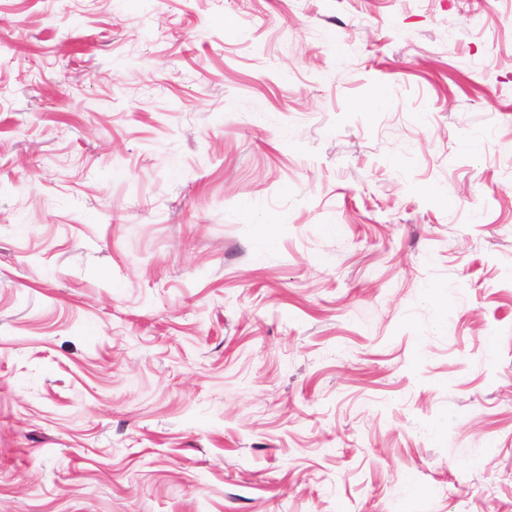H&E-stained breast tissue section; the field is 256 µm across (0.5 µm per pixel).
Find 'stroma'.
<instances>
[{"mask_svg": "<svg viewBox=\"0 0 512 512\" xmlns=\"http://www.w3.org/2000/svg\"><path fill=\"white\" fill-rule=\"evenodd\" d=\"M0 512H512V0H0Z\"/></svg>", "mask_w": 512, "mask_h": 512, "instance_id": "1", "label": "stroma"}]
</instances>
